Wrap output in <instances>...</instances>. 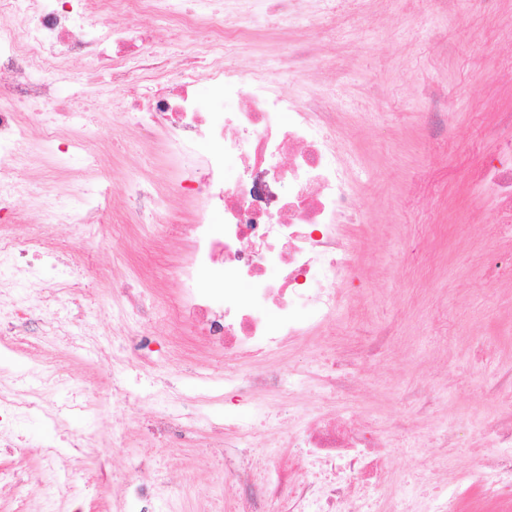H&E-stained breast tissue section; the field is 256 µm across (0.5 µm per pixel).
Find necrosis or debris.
<instances>
[{"instance_id": "obj_1", "label": "necrosis or debris", "mask_w": 512, "mask_h": 512, "mask_svg": "<svg viewBox=\"0 0 512 512\" xmlns=\"http://www.w3.org/2000/svg\"><path fill=\"white\" fill-rule=\"evenodd\" d=\"M331 0H0V76H11L0 98V199L32 196L35 158L65 166L72 157L80 180L107 162L104 138L81 128V114L55 86L73 58L101 64L111 85L146 83L150 92L123 102V115L143 140L158 142L171 160L197 153L198 137L209 148L177 182L174 194L202 205L201 215L166 227L177 240L174 272L182 288L169 319L224 356L229 388L249 396L254 417H225L219 446L224 488L237 512H373L377 489L388 475L380 456L399 435L423 443L424 420L436 406L431 381L413 391L414 410L399 415L388 431L348 424L322 413L290 416L282 427L258 429L266 399L304 387L305 375L272 358L288 343L335 320L356 275L354 186L343 160L344 142L322 94L300 86L284 93L271 55L245 58L259 36L254 24L267 13L289 21L298 14L321 18ZM151 14L167 30L207 29V59L193 44L179 43L165 56L153 54L156 31L127 29L124 18ZM43 110L34 119L30 106ZM512 220V113H502L494 154L469 172ZM55 248L41 235L0 229V447H12L16 424L33 417L59 426L62 417L84 412L83 402L61 396L62 359L49 337L71 336L76 350L91 354L95 368L114 357L96 333L72 336V315L62 297L81 290L78 281L45 278ZM366 345L334 353L318 368L324 386L352 396L351 368H365L391 337L367 332ZM33 363L30 384L8 376L11 363ZM255 371H247L250 363ZM482 439L496 451L483 464L484 497L512 503V406L483 426ZM69 456L43 446L50 498H19L15 512H66L94 482L84 470L89 436L69 440ZM294 449L289 466L278 451ZM263 449L265 466L253 452ZM128 493L165 512H182L170 479L140 458Z\"/></svg>"}]
</instances>
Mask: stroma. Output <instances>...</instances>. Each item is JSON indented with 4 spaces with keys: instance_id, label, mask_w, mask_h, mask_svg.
Listing matches in <instances>:
<instances>
[{
    "instance_id": "stroma-1",
    "label": "stroma",
    "mask_w": 512,
    "mask_h": 512,
    "mask_svg": "<svg viewBox=\"0 0 512 512\" xmlns=\"http://www.w3.org/2000/svg\"><path fill=\"white\" fill-rule=\"evenodd\" d=\"M259 27L260 51L276 55L284 43L305 40L321 57L310 74L323 78L335 72L333 103L337 126L348 139L356 209L360 222L371 227L357 242L358 277L347 309L324 331L292 342L282 359L309 368L332 352L359 345L351 321L355 315L368 327L394 334L363 374L357 397L345 402L315 384L284 398L280 406L291 411L318 406L385 425L412 410L407 394L414 385L432 380L438 422L462 423L468 437L461 447L448 450L391 448L392 471L377 512H401L408 495L432 493L438 469L469 489L465 512H486L479 496V465L492 451L476 433L503 408L482 390L512 361V282L486 274L483 266L494 253H512V230L489 235L495 207L465 173L477 155L493 148L487 128L499 113L512 111V0H361L353 9L340 5L319 20L305 17L290 28L264 16ZM86 67L84 60H72L57 89L62 98L83 96L87 129L109 134L113 144L98 181L84 183V191L92 197L98 183L118 190L133 178L157 191L173 188L180 168H192L193 159L165 160L155 145L125 128L109 102L133 95V88L113 89L108 99L96 97L83 85ZM426 86L448 101L447 144L424 131L426 100L420 91ZM474 205L483 206L486 226L459 234V224ZM195 213L190 206L172 207L118 236L69 235L56 224L38 227L44 236L65 237L68 249L57 271L79 279L87 290L75 332L101 330L111 322L113 310L126 306L132 284L159 310L146 327L157 339L155 352L130 359L124 368L122 383L137 400L118 413L107 397L111 374L93 371L86 359L71 358L66 343L53 344L69 360L66 373L77 381L74 393L92 407L90 418H70L67 427L75 435H94L90 458L104 462L108 472L107 483L70 502L68 512H111L116 504L122 512H140L138 501L120 497L131 459L129 448L114 442L118 433L128 436L130 447L153 455L177 484L187 485L186 512H236L234 500L221 493L224 456L209 443L225 412L243 401L225 390L223 363L211 362L208 350L192 337L174 335L166 315L181 288L173 273L178 252L162 240L157 227ZM449 336L454 343L446 375L440 357ZM155 391L174 415L196 404L194 442L158 447L150 441L147 429L155 407L141 397ZM51 437L32 419L17 426L14 447L0 449V465L18 471L23 492L53 493L36 450Z\"/></svg>"
}]
</instances>
